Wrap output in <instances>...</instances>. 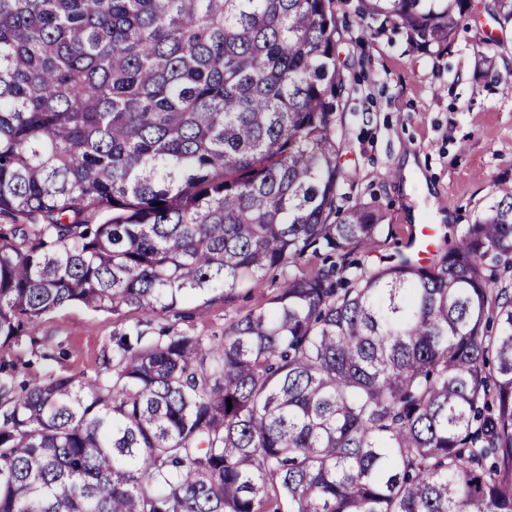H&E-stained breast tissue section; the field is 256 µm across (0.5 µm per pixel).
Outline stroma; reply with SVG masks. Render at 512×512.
<instances>
[{"label":"stroma","instance_id":"stroma-1","mask_svg":"<svg viewBox=\"0 0 512 512\" xmlns=\"http://www.w3.org/2000/svg\"><path fill=\"white\" fill-rule=\"evenodd\" d=\"M476 0L477 12L460 29L448 51L431 57L413 50L394 30L376 32L358 12L359 0H339L338 23L346 39L339 58L350 68L353 91L344 109L346 148L342 166L351 179L343 206L379 205L385 215L376 243L351 251L346 263L370 272L382 257L412 251L423 225L431 227V248H447L493 193L512 176V98L503 96L499 77L512 74V32L502 33ZM503 38L496 74L477 64L481 38ZM416 169L405 172L406 162ZM425 178L427 192L405 186ZM281 274L269 272L259 288L237 290L231 301H190L165 313L119 314L69 305L45 316L38 337L53 357L41 359L29 345L0 347V360L30 362L31 375L61 371L95 376L112 339L133 327L146 335L171 331L219 336L249 309L268 306Z\"/></svg>","mask_w":512,"mask_h":512}]
</instances>
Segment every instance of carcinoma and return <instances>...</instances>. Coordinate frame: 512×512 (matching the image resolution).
<instances>
[{
	"label": "carcinoma",
	"instance_id": "1",
	"mask_svg": "<svg viewBox=\"0 0 512 512\" xmlns=\"http://www.w3.org/2000/svg\"><path fill=\"white\" fill-rule=\"evenodd\" d=\"M475 11L359 6L429 56ZM342 40L335 0H0V345L374 244ZM335 271L222 336L135 327L93 378L0 362V512H512V180L432 263Z\"/></svg>",
	"mask_w": 512,
	"mask_h": 512
}]
</instances>
